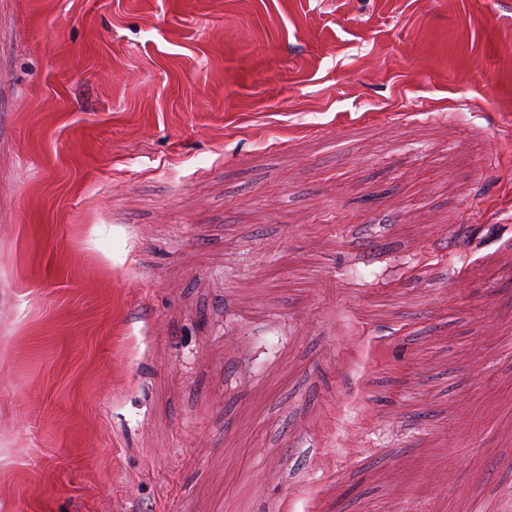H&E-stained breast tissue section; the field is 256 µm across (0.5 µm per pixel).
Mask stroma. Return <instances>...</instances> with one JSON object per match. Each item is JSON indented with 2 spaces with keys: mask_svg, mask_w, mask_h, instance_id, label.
I'll return each mask as SVG.
<instances>
[{
  "mask_svg": "<svg viewBox=\"0 0 512 512\" xmlns=\"http://www.w3.org/2000/svg\"><path fill=\"white\" fill-rule=\"evenodd\" d=\"M512 512V0H0V512Z\"/></svg>",
  "mask_w": 512,
  "mask_h": 512,
  "instance_id": "1",
  "label": "stroma"
}]
</instances>
